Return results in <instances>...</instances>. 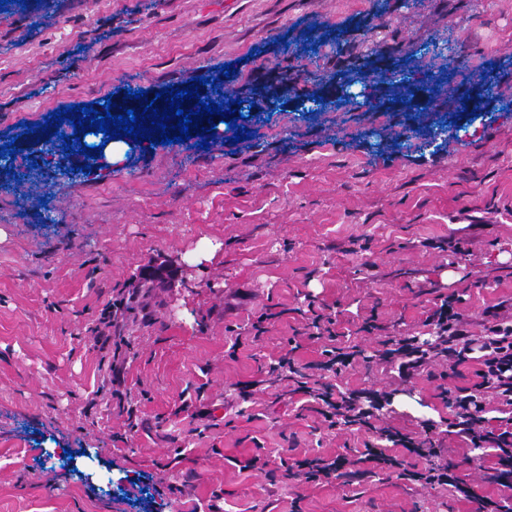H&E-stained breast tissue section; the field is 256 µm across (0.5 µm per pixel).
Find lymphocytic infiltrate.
<instances>
[{
  "label": "lymphocytic infiltrate",
  "mask_w": 512,
  "mask_h": 512,
  "mask_svg": "<svg viewBox=\"0 0 512 512\" xmlns=\"http://www.w3.org/2000/svg\"><path fill=\"white\" fill-rule=\"evenodd\" d=\"M426 322L435 329L434 345L420 346L417 337L411 336L387 349L385 359L396 364L398 376L405 382L422 373L437 357L452 369L472 360L478 362L477 383L473 388L454 392L450 399L454 412L451 427L473 447L493 449L496 458L493 479L512 489V417L507 418L502 428L489 427L485 417L487 395H495L502 405L512 408V324L501 322L499 309L493 306L483 313L484 336L472 337L462 315L454 312L447 300ZM296 390L321 401L320 414L332 428L342 423L370 427L376 411L382 409L389 398L388 393L376 391L365 401L356 392L337 393L329 384L315 389L303 381L298 382ZM377 434L379 440L387 441V448L368 445L353 459L344 455L319 456L300 461L298 467L308 481L318 482L340 477L347 465L369 464L373 469L390 471L424 488L453 486L463 497L477 499L480 512H512L511 498L495 501L478 496L474 484L456 473L454 466L430 464L429 459L436 456V449L425 447L411 434L385 427L378 429Z\"/></svg>",
  "instance_id": "obj_1"
}]
</instances>
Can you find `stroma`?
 I'll list each match as a JSON object with an SVG mask.
<instances>
[{
    "mask_svg": "<svg viewBox=\"0 0 512 512\" xmlns=\"http://www.w3.org/2000/svg\"><path fill=\"white\" fill-rule=\"evenodd\" d=\"M442 37L456 51L437 59ZM228 63L240 119L129 146L97 178L78 174V151L49 164L24 131ZM8 142L30 169L0 167V512H475L453 487L385 472L284 478L372 435L328 429L271 365L354 346L338 389L388 392L380 425L434 424L443 460L499 497L479 479L492 449L447 431L443 392L473 387L477 362L404 383L383 351L432 339L424 321L449 295L476 337L486 308L512 304V0H9ZM203 238L215 258L188 263ZM128 294L118 352L100 349L97 318ZM317 312L334 315V337L308 336ZM45 448L74 466L49 472ZM257 455L269 466L246 469Z\"/></svg>",
    "mask_w": 512,
    "mask_h": 512,
    "instance_id": "1",
    "label": "stroma"
}]
</instances>
